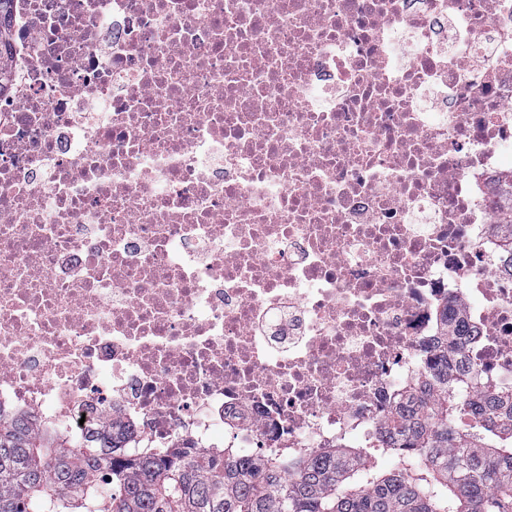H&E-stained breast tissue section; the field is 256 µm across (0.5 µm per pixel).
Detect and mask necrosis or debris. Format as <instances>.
Returning a JSON list of instances; mask_svg holds the SVG:
<instances>
[{
	"instance_id": "obj_1",
	"label": "necrosis or debris",
	"mask_w": 512,
	"mask_h": 512,
	"mask_svg": "<svg viewBox=\"0 0 512 512\" xmlns=\"http://www.w3.org/2000/svg\"><path fill=\"white\" fill-rule=\"evenodd\" d=\"M9 58L0 411L375 447L445 307L512 393V0H14ZM502 194L503 214L498 222L499 228V247L503 252L510 256V266L512 265V178L504 181L503 186L498 188Z\"/></svg>"
}]
</instances>
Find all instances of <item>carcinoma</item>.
I'll return each instance as SVG.
<instances>
[{
  "instance_id": "obj_1",
  "label": "carcinoma",
  "mask_w": 512,
  "mask_h": 512,
  "mask_svg": "<svg viewBox=\"0 0 512 512\" xmlns=\"http://www.w3.org/2000/svg\"><path fill=\"white\" fill-rule=\"evenodd\" d=\"M12 0H0V95ZM499 247L512 257V178L498 188ZM444 337L423 380L385 422L380 448L302 461L175 448L131 456L121 425L75 441L0 413V512H512V397L448 362ZM398 464L379 462L382 454ZM111 472L107 492L93 476Z\"/></svg>"
}]
</instances>
